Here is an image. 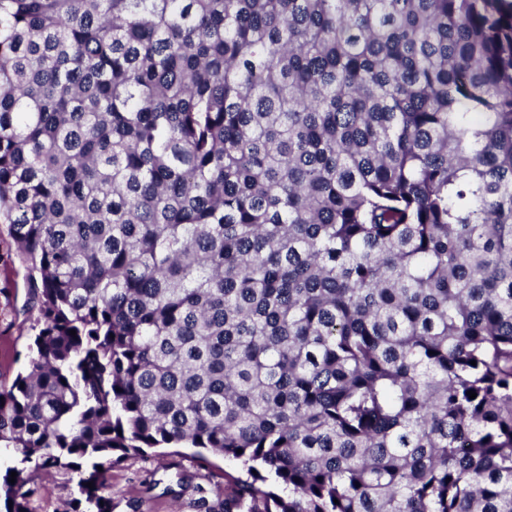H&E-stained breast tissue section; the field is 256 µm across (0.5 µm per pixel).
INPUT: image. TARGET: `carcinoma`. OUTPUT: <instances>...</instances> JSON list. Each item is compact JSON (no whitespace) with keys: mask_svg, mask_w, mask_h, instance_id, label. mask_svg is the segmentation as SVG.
<instances>
[{"mask_svg":"<svg viewBox=\"0 0 512 512\" xmlns=\"http://www.w3.org/2000/svg\"><path fill=\"white\" fill-rule=\"evenodd\" d=\"M0 224V512H512V0H0ZM29 291L24 270L0 260V382L11 384L27 363L30 336ZM194 448L147 450L112 467L106 475L105 493L112 498V512H169L173 495L180 496L183 512H195V488L224 486V473L242 476L239 467L222 457L207 455L202 461ZM75 497H78L77 479L60 472L51 490H39L32 496L30 505L32 512H64Z\"/></svg>","mask_w":512,"mask_h":512,"instance_id":"cac0c4a2","label":"carcinoma"}]
</instances>
